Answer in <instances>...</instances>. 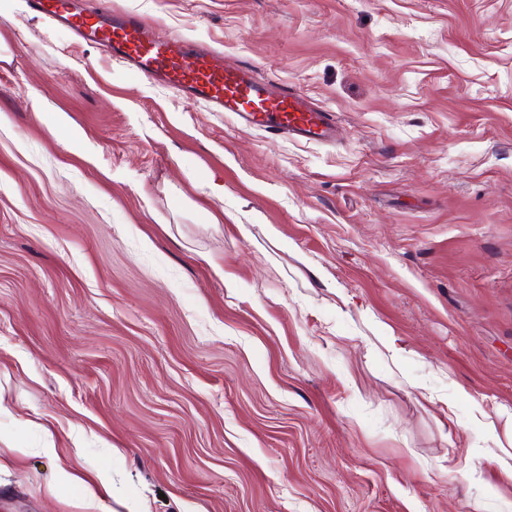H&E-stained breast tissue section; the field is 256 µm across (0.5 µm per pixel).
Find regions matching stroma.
<instances>
[{"mask_svg": "<svg viewBox=\"0 0 512 512\" xmlns=\"http://www.w3.org/2000/svg\"><path fill=\"white\" fill-rule=\"evenodd\" d=\"M102 2L336 137L0 0V512H512V0ZM31 12L56 21L77 38L107 49L140 77L161 80L206 102L213 112H230L243 125L269 128L311 141L332 138L328 112L313 108L293 89H274L257 80L247 66L229 69L224 51L196 40L157 35L139 15L91 6L78 9L72 0H28Z\"/></svg>", "mask_w": 512, "mask_h": 512, "instance_id": "1", "label": "stroma"}]
</instances>
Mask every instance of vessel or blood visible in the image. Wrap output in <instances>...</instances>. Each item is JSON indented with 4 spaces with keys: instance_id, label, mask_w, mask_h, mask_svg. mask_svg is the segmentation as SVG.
<instances>
[{
    "instance_id": "b4317fda",
    "label": "vessel or blood",
    "mask_w": 512,
    "mask_h": 512,
    "mask_svg": "<svg viewBox=\"0 0 512 512\" xmlns=\"http://www.w3.org/2000/svg\"><path fill=\"white\" fill-rule=\"evenodd\" d=\"M31 12L56 21L76 37L101 45L140 77L175 85L211 111L229 112L243 125L264 127L319 142L332 138L329 113L313 108L293 89H274L251 68H227L224 52L180 36H159L139 15L73 0H28Z\"/></svg>"
}]
</instances>
